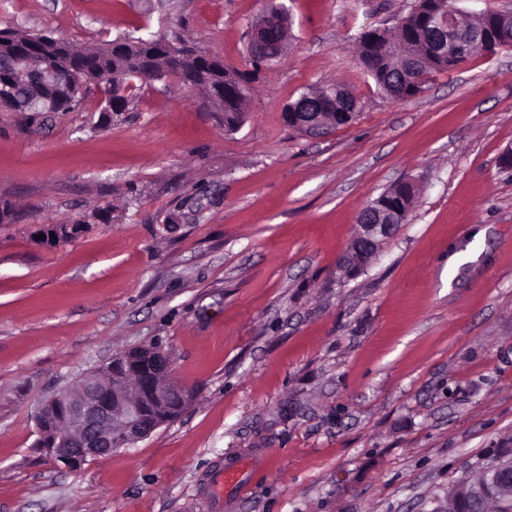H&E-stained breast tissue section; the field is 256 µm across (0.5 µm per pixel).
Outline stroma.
Instances as JSON below:
<instances>
[{
  "mask_svg": "<svg viewBox=\"0 0 512 512\" xmlns=\"http://www.w3.org/2000/svg\"><path fill=\"white\" fill-rule=\"evenodd\" d=\"M284 2L290 44L258 64L263 0H0V29L179 37L246 89L234 131L173 78L125 112L94 88L71 112L0 109V512H444L512 448V48L394 101L356 48L413 0ZM336 82L354 121L285 123ZM401 180L407 223L345 276L358 212ZM152 343L191 396L177 419L77 470L37 448L43 401ZM229 465L251 489L224 508Z\"/></svg>",
  "mask_w": 512,
  "mask_h": 512,
  "instance_id": "stroma-1",
  "label": "stroma"
}]
</instances>
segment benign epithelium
I'll return each mask as SVG.
<instances>
[{
    "label": "benign epithelium",
    "mask_w": 512,
    "mask_h": 512,
    "mask_svg": "<svg viewBox=\"0 0 512 512\" xmlns=\"http://www.w3.org/2000/svg\"><path fill=\"white\" fill-rule=\"evenodd\" d=\"M424 22L431 24L428 41L433 54L448 59L456 69L451 51L460 44L501 47L512 43V10H502L481 26L463 29L455 8H440L433 0H423ZM284 4L271 0L269 7L252 29V52L265 57L281 42ZM58 54L49 53L26 69L38 84L50 85L57 79ZM418 66L401 71L399 84L390 88L392 100H407L417 85ZM289 126L306 132L334 128L350 123L356 113L348 105L323 100L311 103L299 99L283 109ZM414 189L401 181L388 190L381 205L365 206L358 214L359 226L342 259L344 272L355 277L376 258L381 244L392 237L399 225L407 222ZM189 403V394L172 378L171 361L159 348H133L114 357L100 370L84 376L76 386L45 400L37 413V446L50 459L71 469L91 460L112 456L118 448L129 447L172 421ZM512 500V457H503L492 472L477 484L459 483L448 496L445 512H470L472 502L498 506Z\"/></svg>",
    "instance_id": "benign-epithelium-1"
}]
</instances>
